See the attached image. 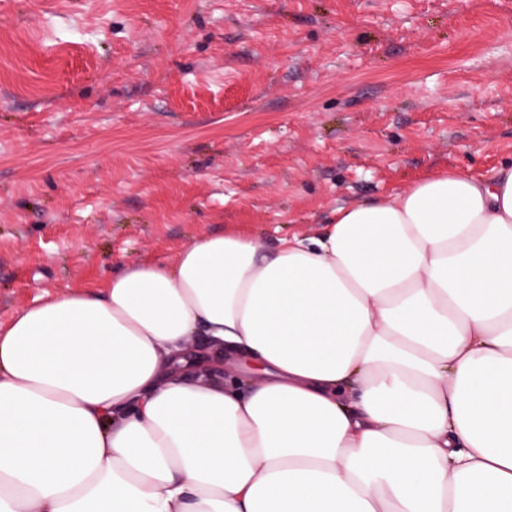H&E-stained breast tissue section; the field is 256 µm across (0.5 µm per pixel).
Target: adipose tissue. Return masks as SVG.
<instances>
[{
  "mask_svg": "<svg viewBox=\"0 0 512 512\" xmlns=\"http://www.w3.org/2000/svg\"><path fill=\"white\" fill-rule=\"evenodd\" d=\"M0 512H512V169L16 314Z\"/></svg>",
  "mask_w": 512,
  "mask_h": 512,
  "instance_id": "obj_1",
  "label": "adipose tissue"
}]
</instances>
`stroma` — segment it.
Instances as JSON below:
<instances>
[{"instance_id":"35a3bbf8","label":"stroma","mask_w":512,"mask_h":512,"mask_svg":"<svg viewBox=\"0 0 512 512\" xmlns=\"http://www.w3.org/2000/svg\"><path fill=\"white\" fill-rule=\"evenodd\" d=\"M512 167V0H0V323L230 228Z\"/></svg>"}]
</instances>
